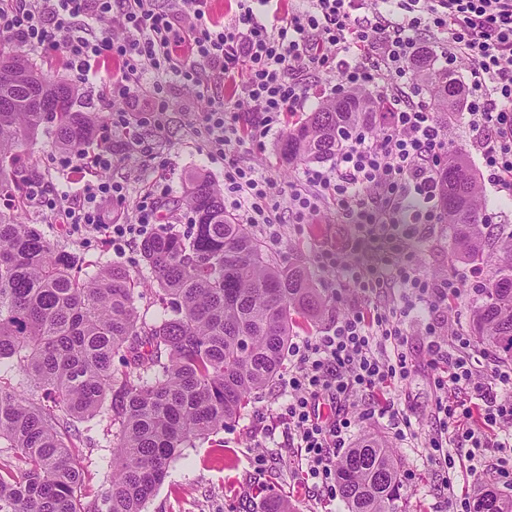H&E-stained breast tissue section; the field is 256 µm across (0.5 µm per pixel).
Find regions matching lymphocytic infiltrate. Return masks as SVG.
<instances>
[{
  "mask_svg": "<svg viewBox=\"0 0 512 512\" xmlns=\"http://www.w3.org/2000/svg\"><path fill=\"white\" fill-rule=\"evenodd\" d=\"M157 2L0 0V38L28 51L63 52L83 83L117 61L106 83L116 133L126 134L135 123L162 127L169 85L192 86L209 109L191 133L210 160L223 162L225 199L243 223L264 225L276 238L280 226L273 215L280 208L300 225L326 200L362 227L441 220L438 167L448 140L412 70L419 37L428 32L438 37L448 69L468 64L469 132L487 184L512 195V0H404L398 15L381 10L380 0H302L297 10L271 21L270 0H236L235 14L224 23L211 19L209 0H170L165 9ZM185 45L186 55L180 52ZM147 74L154 77L148 87ZM309 74L335 76L331 90L338 94L370 90L386 107L376 124L344 132L333 168L304 167L297 183L284 188L241 163L236 150L267 137L284 113L304 107L313 94ZM221 83L233 86L232 97L213 93ZM145 91L150 99L142 113L121 110V102ZM243 112L258 115L246 130L239 124ZM46 162L78 176L90 167L96 176L84 179L74 198L48 183L29 182L30 205L59 216L73 233L99 234L118 255L156 234L166 182L151 180L132 200L125 183L104 176L115 163L111 150L52 152ZM321 262L336 268L363 302L322 334L288 347L283 423L314 486L335 488L337 450L350 426L342 406L358 393L409 378L407 324L423 305L433 314L426 325L429 352L446 367L434 380L439 428L427 436L428 447L505 449L502 473L511 477L512 438L500 437L499 430L512 422V363L477 369L466 336L441 337V307L459 295L458 277L422 274L414 253L375 266L345 265L331 254ZM394 287L403 291L399 301L375 304L381 289ZM324 402L334 416L321 414Z\"/></svg>",
  "mask_w": 512,
  "mask_h": 512,
  "instance_id": "obj_1",
  "label": "lymphocytic infiltrate"
}]
</instances>
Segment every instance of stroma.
Returning <instances> with one entry per match:
<instances>
[{
    "mask_svg": "<svg viewBox=\"0 0 512 512\" xmlns=\"http://www.w3.org/2000/svg\"><path fill=\"white\" fill-rule=\"evenodd\" d=\"M168 95L173 110L168 114L165 131L158 133L150 127L140 126L136 133L167 161L166 166L156 172L157 177L169 180L172 186L171 195L162 206L160 223L165 231L183 234L193 220L191 210L183 201L188 177L202 171L220 187L224 184V165L210 162L190 135V128L199 112L207 108V101L195 99L191 89L183 85L170 86ZM319 104V98L313 97L306 103L304 111L285 114L280 131L271 132L262 141L247 142L239 151V158L257 164L281 185L295 181L298 171L281 162L278 144L284 130L304 120L306 114L314 112ZM51 141V135L38 133L17 169L30 179L48 182L58 192L77 194L79 186L75 178L47 170L44 165ZM124 141V136L113 134L112 145L118 153L110 176L125 182L130 196L135 198L146 186V158L122 151ZM0 210L14 221L38 225L48 241L64 245L74 254L86 272H95L97 266L112 263L125 267L140 283L135 295L140 314L149 316L154 313L155 288L150 270L142 260L139 244H132L118 256L103 239L83 241L69 236L58 217L51 213L29 208L20 210L9 205ZM365 234V229L349 223L337 213L335 206L327 202L303 227L285 224L282 241L268 244V252L283 263L298 262L308 266L317 287L333 300L330 310L315 323L298 322L294 328V342L319 335L342 317L346 305L358 302L359 297L353 289L338 279L335 270L322 266L319 257L323 252L336 250L344 260L362 261V254L355 252L353 245ZM451 239L450 225L420 224L409 235L394 230L392 239L383 241L382 246L393 254L402 250L417 252L424 274L463 276L461 294L467 297L468 303L459 308L454 322L446 328L448 336L452 337L458 333L469 334L470 304L478 298L479 292L476 282L467 277L468 264L453 256ZM408 332L404 349L412 365L410 378L395 391L378 388L364 393L362 406L379 408L395 404L409 416L412 434H396L388 419L364 418L360 414L361 406H355L347 410L351 421L348 444H355L371 433L385 436L390 448L403 462L404 497L398 503V512H448L449 492L471 500L486 485L496 486L503 493L512 495V481H506L498 472V449H484L482 465L474 474L469 470L464 450L453 449L455 465L450 468L437 452L422 446L420 435L434 433L438 425L433 379L442 373L443 367L430 360L422 324L411 322ZM287 402L282 382H275L254 394L247 411L224 430L188 444L182 455L170 463L164 481L146 503L144 512H270L277 502L289 503L295 512H347L341 495L308 488L296 465L281 464L280 452L288 446V433L280 423V415ZM79 429L82 438L74 442L72 454L84 474L89 495L96 496L111 484L115 429L104 412L81 423Z\"/></svg>",
    "mask_w": 512,
    "mask_h": 512,
    "instance_id": "stroma-1",
    "label": "stroma"
}]
</instances>
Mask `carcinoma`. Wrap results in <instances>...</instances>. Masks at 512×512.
<instances>
[{
    "label": "carcinoma",
    "mask_w": 512,
    "mask_h": 512,
    "mask_svg": "<svg viewBox=\"0 0 512 512\" xmlns=\"http://www.w3.org/2000/svg\"><path fill=\"white\" fill-rule=\"evenodd\" d=\"M443 123L457 112L463 87L433 71L427 53L413 62ZM37 98L49 110L40 112ZM81 91L39 71L21 54L0 53V193L27 205L22 184L8 179L27 142L52 129V149L70 151L99 138L105 115L76 109ZM383 108L358 92L323 103L279 146L288 166L336 156L340 132L369 125ZM441 206L450 217L454 253L483 260L490 242L498 275L472 309L475 342L512 361V230L485 232L478 181L462 150L438 171ZM184 198L195 214L186 236L161 231L141 244L157 285L151 319L135 305L137 282L118 264L92 275L53 247L36 224L0 211V447L18 464L0 465V512H143L182 448L240 416L251 394L282 374L298 318L315 321L328 307L312 272L283 265L224 209L219 188L192 175ZM123 353V369L113 358ZM27 376L33 392L4 380L1 366ZM109 403L116 427L112 488L87 499L74 461L73 422ZM402 462L378 435L339 459L336 480L347 512H397ZM473 512H512V495L494 487Z\"/></svg>",
    "instance_id": "carcinoma-1"
}]
</instances>
